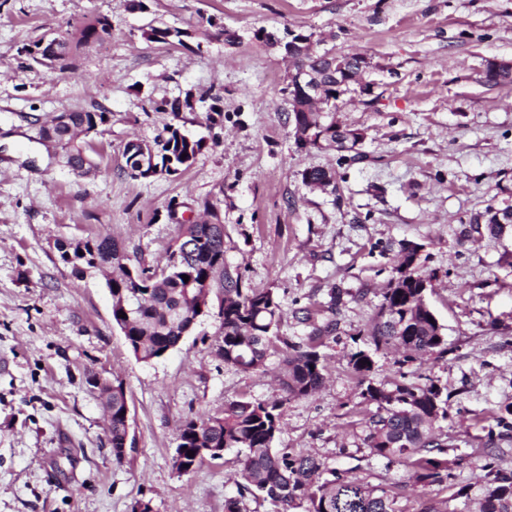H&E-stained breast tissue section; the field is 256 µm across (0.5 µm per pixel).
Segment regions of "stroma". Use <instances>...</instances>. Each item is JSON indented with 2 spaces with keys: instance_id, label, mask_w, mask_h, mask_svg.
I'll list each match as a JSON object with an SVG mask.
<instances>
[{
  "instance_id": "1",
  "label": "stroma",
  "mask_w": 512,
  "mask_h": 512,
  "mask_svg": "<svg viewBox=\"0 0 512 512\" xmlns=\"http://www.w3.org/2000/svg\"><path fill=\"white\" fill-rule=\"evenodd\" d=\"M108 17L104 40L67 67L29 54L40 39ZM224 26L204 37L208 17ZM200 33V49L146 41L148 26ZM311 35L316 49L362 54L360 88L336 102V120L361 129L357 158L297 145L287 119L289 60L254 37L263 29ZM512 60V0H0V512H224L235 493L236 451L179 475L172 457L191 418L230 400L281 401L274 445L314 452L332 467L396 494L401 512H461L459 490L479 498L488 482L484 438L512 403V228L475 223L512 205V83L486 82V65ZM191 97L180 116L151 101ZM223 122L207 128L211 105ZM73 110L107 111L80 139L96 170L80 176L41 126ZM207 140L179 176L131 178L127 141L166 136L171 124ZM336 167L337 194L311 190L301 172ZM224 220V259L246 288L273 289L280 335L308 329L296 310L339 288L337 331L320 352L325 384L283 400L272 375L245 373L219 354L217 313L198 319L163 358L137 361L112 320L106 279L75 275L60 240L107 233L131 266L167 255L178 225L200 220L203 201ZM420 244L431 275L426 301L444 327V353L415 360L381 350L373 383L434 381L448 390L436 426L451 476L414 484L409 471L371 455L364 401L349 367L370 332L399 245ZM119 378L131 447L115 461L106 418L86 381Z\"/></svg>"
}]
</instances>
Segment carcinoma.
Instances as JSON below:
<instances>
[{
    "label": "carcinoma",
    "instance_id": "obj_1",
    "mask_svg": "<svg viewBox=\"0 0 512 512\" xmlns=\"http://www.w3.org/2000/svg\"><path fill=\"white\" fill-rule=\"evenodd\" d=\"M111 30L108 17L98 16L79 28V37L59 40L58 46L72 55L81 45L100 41ZM149 42L186 46L193 34L173 27H151L144 32ZM341 58L346 69L357 77L366 67L365 57L358 54L336 55L330 50H308L303 57L291 58L293 69L303 64L322 75V89L317 101L307 102V111H295L292 90L288 94L287 119L299 121L310 130L307 138L295 137L302 148L318 151L335 150L345 153L362 142L364 135L357 129L345 128L351 135V146L340 141L339 125L330 117L336 111L337 97L347 88H336L331 61ZM106 112L72 111L69 125L54 123L41 129L42 137L52 139L66 150V163L72 171L83 172L85 150L76 142V134L104 124ZM206 147L203 138L172 131L163 140L154 142V155L149 163H164L175 158L173 174L189 170ZM338 173L333 167H311L301 173L302 182L322 192L337 191ZM210 220L181 224L168 258L178 256L177 265H165L161 276L149 267H140L129 274L123 263L125 255L110 235L99 234L92 239L70 244L72 258L60 254L77 275L94 269H110L112 282V318L122 330L133 353H142L146 362L176 347L181 336L193 323L197 306L208 304L216 293L218 315L222 319L220 354L224 364L243 372L267 371L271 359L278 360V381L284 400L306 398L324 381L321 354L318 347L336 331V321L330 317L318 320L310 309H303L301 322L310 328L300 342H291L278 335L283 310L277 294L271 288H244L241 276L229 272L224 262V222L219 209L203 201ZM473 223L486 225L492 235L503 232L505 225L498 220V210L492 207L473 218ZM399 287L388 288L383 294L371 337L375 350L394 348L418 356L434 354L445 344L444 328L431 322L435 314L421 295V285L429 281L417 265L416 251L402 245L399 262L394 268ZM188 281H183V276ZM126 317H121V312ZM374 361L369 352L358 350L350 355L352 373L362 386L361 396L377 404V412L367 422L365 439L370 454L405 466L418 482L442 483L448 479V448L438 440L435 424L447 419L448 399L443 389L429 384H403L386 392L371 383ZM127 404L122 380H112V447L125 432L122 412ZM282 402H257L238 399L224 403L219 413L189 419L182 425L180 438L185 461L195 462L188 452L199 451L196 442L203 439L217 448L237 451L240 470L235 480L237 495L224 500V512H251L247 501L268 502L274 512H401L390 490L363 483L353 476L336 472L314 454H292L285 448L273 447L280 432L279 413ZM494 432L488 431L484 442L489 480L479 502L478 512H512V474L496 468V454L489 445Z\"/></svg>",
    "mask_w": 512,
    "mask_h": 512
}]
</instances>
